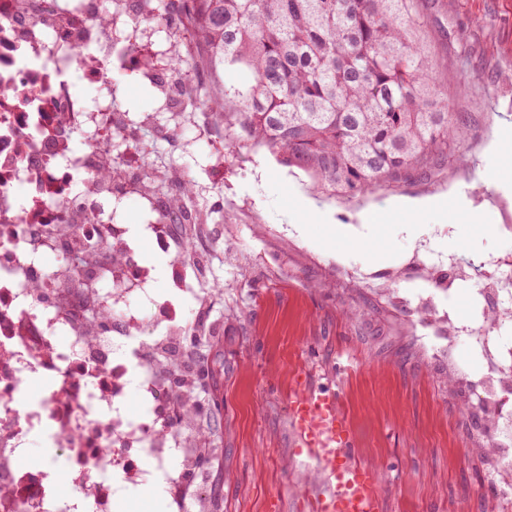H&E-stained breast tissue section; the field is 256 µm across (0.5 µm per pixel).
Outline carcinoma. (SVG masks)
I'll list each match as a JSON object with an SVG mask.
<instances>
[{
	"label": "carcinoma",
	"instance_id": "1",
	"mask_svg": "<svg viewBox=\"0 0 512 512\" xmlns=\"http://www.w3.org/2000/svg\"><path fill=\"white\" fill-rule=\"evenodd\" d=\"M136 23L192 27L206 52V79L220 97L207 98L235 152L265 147L312 180L329 198L354 199L393 188L448 157L471 131L439 83L420 40L419 0H156L131 13ZM195 57L174 46L177 75ZM185 176L165 208L173 223L193 224ZM85 280L99 259L123 260L107 241L80 251ZM112 318L88 300L87 332L95 340ZM182 419L192 421L210 391L190 394L172 376Z\"/></svg>",
	"mask_w": 512,
	"mask_h": 512
}]
</instances>
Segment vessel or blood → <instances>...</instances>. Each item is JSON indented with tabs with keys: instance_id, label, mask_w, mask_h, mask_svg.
I'll list each match as a JSON object with an SVG mask.
<instances>
[{
	"instance_id": "obj_1",
	"label": "vessel or blood",
	"mask_w": 512,
	"mask_h": 512,
	"mask_svg": "<svg viewBox=\"0 0 512 512\" xmlns=\"http://www.w3.org/2000/svg\"><path fill=\"white\" fill-rule=\"evenodd\" d=\"M289 412L300 453L314 461L322 477L314 512H382L377 473L355 459L351 428L335 393L297 380Z\"/></svg>"
}]
</instances>
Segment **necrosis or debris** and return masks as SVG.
Wrapping results in <instances>:
<instances>
[{
    "instance_id": "obj_1",
    "label": "necrosis or debris",
    "mask_w": 512,
    "mask_h": 512,
    "mask_svg": "<svg viewBox=\"0 0 512 512\" xmlns=\"http://www.w3.org/2000/svg\"><path fill=\"white\" fill-rule=\"evenodd\" d=\"M99 15V0H0V512H114L123 495L160 478L168 501L176 488L168 469L193 464L171 435L173 396L144 350L187 336L184 301L206 290L188 278L182 254L169 263V291L158 293L130 225L112 220L117 188L140 175L144 157L132 141L112 156L114 25L123 12L110 11L103 28ZM111 167L118 176L100 178ZM77 189L84 201L75 205ZM75 217L85 244L103 238L125 253L98 270V304L113 327L93 343L78 305L56 299L62 273L76 267L71 237L57 227ZM468 341L486 452L504 465L500 488L511 495L512 423L498 405L512 399V336L482 324ZM42 435L53 455L22 466Z\"/></svg>"
}]
</instances>
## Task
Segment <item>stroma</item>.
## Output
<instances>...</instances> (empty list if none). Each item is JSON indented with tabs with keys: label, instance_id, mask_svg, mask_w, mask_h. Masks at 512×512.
<instances>
[{
	"label": "stroma",
	"instance_id": "1",
	"mask_svg": "<svg viewBox=\"0 0 512 512\" xmlns=\"http://www.w3.org/2000/svg\"><path fill=\"white\" fill-rule=\"evenodd\" d=\"M420 35L437 78L465 112V163L351 201L318 198L310 179L265 148H224V127L198 109L175 124L149 80L113 71L119 108L141 122L163 182L183 175L209 212L202 260L224 293L207 317L224 332L207 354L224 399L213 433L222 451L224 512H312L321 483L289 424L294 373L330 385L354 436L356 460L379 474L384 512H512L476 446L483 412L458 411V388L421 300L459 324L495 309L477 280L453 295L433 289L449 260L512 256V0H421ZM498 109L490 111L489 96ZM445 198L418 218L400 197ZM379 211L378 224H364ZM436 310V311H437Z\"/></svg>",
	"mask_w": 512,
	"mask_h": 512
}]
</instances>
